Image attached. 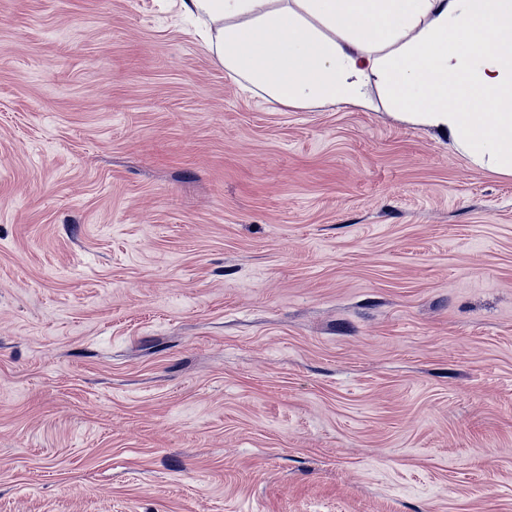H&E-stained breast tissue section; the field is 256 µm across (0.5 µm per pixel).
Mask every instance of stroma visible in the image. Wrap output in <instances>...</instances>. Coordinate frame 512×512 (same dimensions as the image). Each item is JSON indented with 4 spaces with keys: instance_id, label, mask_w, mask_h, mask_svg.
Segmentation results:
<instances>
[{
    "instance_id": "35a3bbf8",
    "label": "stroma",
    "mask_w": 512,
    "mask_h": 512,
    "mask_svg": "<svg viewBox=\"0 0 512 512\" xmlns=\"http://www.w3.org/2000/svg\"><path fill=\"white\" fill-rule=\"evenodd\" d=\"M368 93L0 0V512H512V176Z\"/></svg>"
}]
</instances>
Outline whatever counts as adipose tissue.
Here are the masks:
<instances>
[{
  "mask_svg": "<svg viewBox=\"0 0 512 512\" xmlns=\"http://www.w3.org/2000/svg\"><path fill=\"white\" fill-rule=\"evenodd\" d=\"M215 63L272 104L371 108L512 175V0H180Z\"/></svg>",
  "mask_w": 512,
  "mask_h": 512,
  "instance_id": "obj_1",
  "label": "adipose tissue"
}]
</instances>
